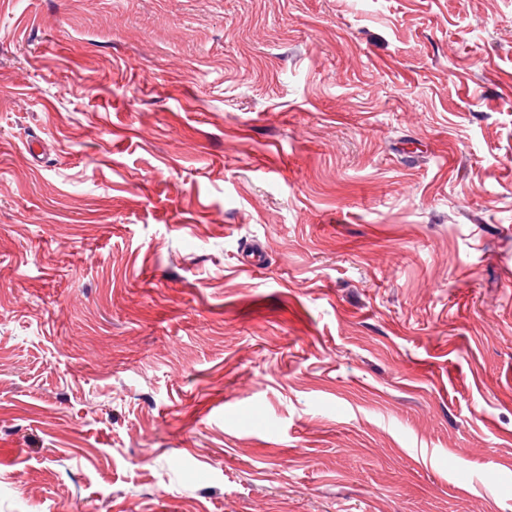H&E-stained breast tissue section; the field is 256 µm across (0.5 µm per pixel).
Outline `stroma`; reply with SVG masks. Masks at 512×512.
Returning a JSON list of instances; mask_svg holds the SVG:
<instances>
[{
    "label": "stroma",
    "mask_w": 512,
    "mask_h": 512,
    "mask_svg": "<svg viewBox=\"0 0 512 512\" xmlns=\"http://www.w3.org/2000/svg\"><path fill=\"white\" fill-rule=\"evenodd\" d=\"M0 512H512V0H0Z\"/></svg>",
    "instance_id": "obj_1"
}]
</instances>
